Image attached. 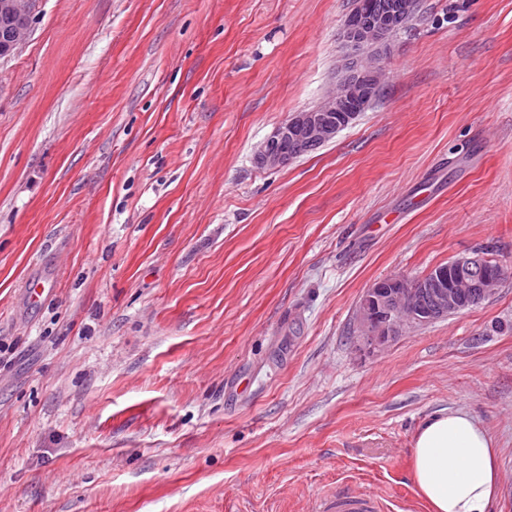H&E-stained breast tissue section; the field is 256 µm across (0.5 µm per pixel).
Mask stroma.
Listing matches in <instances>:
<instances>
[{"instance_id":"35a3bbf8","label":"stroma","mask_w":512,"mask_h":512,"mask_svg":"<svg viewBox=\"0 0 512 512\" xmlns=\"http://www.w3.org/2000/svg\"><path fill=\"white\" fill-rule=\"evenodd\" d=\"M420 2L369 108L265 169L355 0H40L0 59V512H427L456 409L512 512V0ZM477 250L493 298L356 346L376 280ZM320 512H381L383 506L375 495L346 491L320 502Z\"/></svg>"}]
</instances>
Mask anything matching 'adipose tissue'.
Here are the masks:
<instances>
[{"mask_svg": "<svg viewBox=\"0 0 512 512\" xmlns=\"http://www.w3.org/2000/svg\"><path fill=\"white\" fill-rule=\"evenodd\" d=\"M415 482L431 512H491L498 450L468 412L426 419L413 441Z\"/></svg>", "mask_w": 512, "mask_h": 512, "instance_id": "adipose-tissue-1", "label": "adipose tissue"}]
</instances>
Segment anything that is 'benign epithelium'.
I'll return each instance as SVG.
<instances>
[{"label":"benign epithelium","mask_w":512,"mask_h":512,"mask_svg":"<svg viewBox=\"0 0 512 512\" xmlns=\"http://www.w3.org/2000/svg\"><path fill=\"white\" fill-rule=\"evenodd\" d=\"M35 7L36 0H26L13 27L0 30V52L5 54L26 39L28 14ZM399 31L400 24L390 11L377 14L368 25L352 16L346 18L341 30L346 54L336 89L315 108L276 126L255 153L257 165L283 168L301 156L295 145L318 148L353 123L377 98L382 83L377 64L380 46ZM501 281V271L491 267L481 252L457 258L417 279L381 278L365 290L357 306L356 342L361 349H380L407 327L433 323L490 299Z\"/></svg>","instance_id":"obj_1"}]
</instances>
